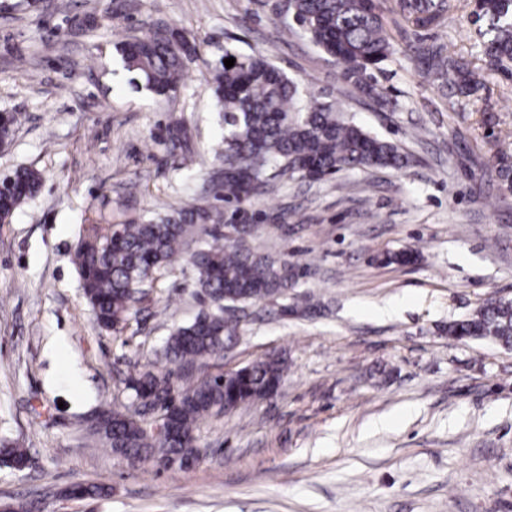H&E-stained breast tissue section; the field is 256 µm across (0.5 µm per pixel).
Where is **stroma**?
<instances>
[{"label": "stroma", "mask_w": 512, "mask_h": 512, "mask_svg": "<svg viewBox=\"0 0 512 512\" xmlns=\"http://www.w3.org/2000/svg\"><path fill=\"white\" fill-rule=\"evenodd\" d=\"M285 0H0V110L21 116L0 174L41 187L0 224V438L28 465L0 467V503L28 512H512V348L456 341L448 322L512 299V193L490 158L512 154V79L449 97L412 51L452 45L469 61L470 0L425 28L382 0L395 46L377 79L385 102L352 93ZM164 27L201 51L182 88L134 89L117 48ZM268 58L301 93L335 100L402 146L399 170L318 182L279 177L253 204L256 251L298 270L286 297L257 305L204 371L288 361L276 396L206 418L188 468L130 466L88 433L171 330L204 307L177 259L136 322L99 329L81 290L78 245L125 220L213 201L222 129L208 62L225 48ZM414 251V263L392 255ZM310 303L307 313L297 305ZM106 485L93 503L63 497Z\"/></svg>", "instance_id": "35a3bbf8"}]
</instances>
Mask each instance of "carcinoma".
<instances>
[{
	"label": "carcinoma",
	"instance_id": "carcinoma-1",
	"mask_svg": "<svg viewBox=\"0 0 512 512\" xmlns=\"http://www.w3.org/2000/svg\"><path fill=\"white\" fill-rule=\"evenodd\" d=\"M399 8L419 26L435 21L447 8L446 0H399ZM290 22L327 56L343 66L342 76L352 89L372 99L383 98L376 80L381 65L394 54L384 28L380 0H287ZM474 39L480 47L483 69L512 75V0H477ZM131 83L157 96L175 94L187 62L198 48L181 33L160 30L126 40L119 47ZM429 72L448 76V91L467 99L484 89L482 74L464 59L447 54L443 45L414 47ZM235 58L228 68L224 59ZM211 87L224 128L221 162L249 168L253 180H224L218 198L224 205H187L143 222L118 224L97 239L82 244L75 263L83 268L81 288L99 327L116 333L137 318V305L149 295L145 280L173 263L188 247L197 286L209 307L193 321L176 326L162 347L167 371L145 368L124 380L130 402L148 397L163 414L174 415L177 437L154 433L152 425L125 418L109 406L98 410L90 433L104 447L130 463L178 460L187 466L199 457L197 427L207 416L231 412L251 401L277 393L287 374V361L267 358L240 373H219L176 388L174 372L204 366L239 339L237 323L224 318L226 305H250L287 295L296 273L286 261H276L248 246L224 243V207L241 208L262 195L269 177L319 181L326 174L369 168L400 169L406 156L397 144L367 132L324 97L306 99L268 59L230 49L210 64ZM492 166L504 189L512 192V156L497 152ZM14 190L0 195V208L17 210L39 190L34 169L11 172ZM448 336L456 340L489 338L512 347V301L491 299L463 319L448 322ZM28 460L27 450L0 443V465L14 468ZM78 499H99L105 488L88 484L69 491Z\"/></svg>",
	"mask_w": 512,
	"mask_h": 512
}]
</instances>
